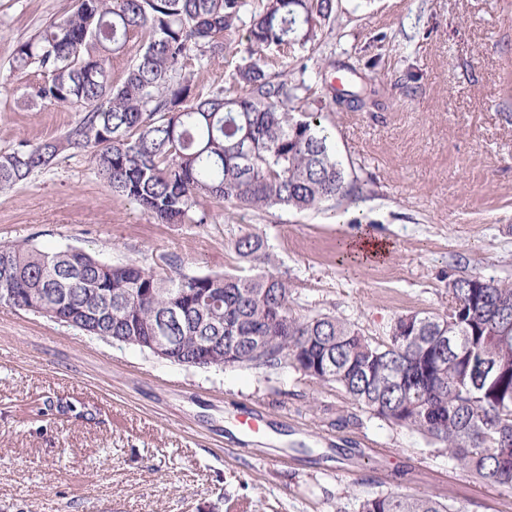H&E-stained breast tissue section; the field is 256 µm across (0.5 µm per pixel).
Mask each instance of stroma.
I'll list each match as a JSON object with an SVG mask.
<instances>
[{
    "mask_svg": "<svg viewBox=\"0 0 512 512\" xmlns=\"http://www.w3.org/2000/svg\"><path fill=\"white\" fill-rule=\"evenodd\" d=\"M75 4L0 0V154L82 119L80 108L29 101L44 74L13 62ZM366 53L382 56L366 74L376 106L322 111L346 173L372 191L362 224L330 209L216 202L207 224H159L105 185L89 152L70 149L0 191V243L193 276L240 270L232 242L250 230L287 276L297 315L334 314L373 338L398 316L446 311L455 278L512 283V0H340L333 31L268 63L304 84L296 111L314 112L323 59ZM244 58L236 44L191 55L183 72L228 88ZM364 228L392 248L355 264L342 251ZM249 411L265 416L260 436L240 429ZM340 413L357 424L333 427ZM390 490L512 512V490L292 365L181 366L0 306V512H358Z\"/></svg>",
    "mask_w": 512,
    "mask_h": 512,
    "instance_id": "35a3bbf8",
    "label": "stroma"
}]
</instances>
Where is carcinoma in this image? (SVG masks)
I'll return each instance as SVG.
<instances>
[{"label": "carcinoma", "instance_id": "obj_1", "mask_svg": "<svg viewBox=\"0 0 512 512\" xmlns=\"http://www.w3.org/2000/svg\"><path fill=\"white\" fill-rule=\"evenodd\" d=\"M338 0H263L246 30L249 62L235 82L201 91L177 77L194 50L221 51L239 31L245 0H78L75 11L16 50L17 69L35 64L46 77L28 98L76 105L82 121L60 140L22 144L0 155V190L48 167L66 149H87L108 187L134 200L161 224L210 217L200 201L243 209L283 207L297 212L325 205L339 213L368 189L350 180L336 157L321 113L296 116L303 84L288 70L265 65L270 51L313 42L333 30ZM149 33L123 81L113 84L110 58L127 51L132 35ZM345 65L350 89L327 86L331 103L361 111L376 104L363 71ZM253 274L163 276L134 263L111 265L67 248L45 253L0 244V305L31 310L87 336L142 347L166 322L178 365L194 366L217 342L235 348V364L265 372L297 355V370L343 392L373 415L404 426L454 465L482 482L512 489V284L475 277L448 284V311L397 317L384 341L363 335L345 319L298 316L288 279L272 272L259 235L233 243ZM459 321L448 322V312ZM250 336H277L264 348ZM358 512H470L434 495L390 491L362 499Z\"/></svg>", "mask_w": 512, "mask_h": 512}]
</instances>
